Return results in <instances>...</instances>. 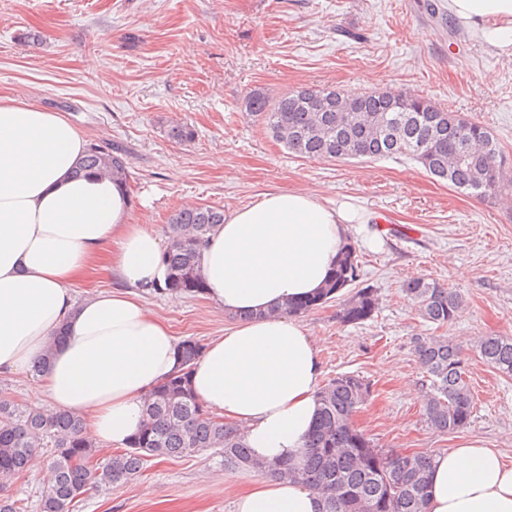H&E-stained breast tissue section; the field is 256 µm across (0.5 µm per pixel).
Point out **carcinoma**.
I'll list each match as a JSON object with an SVG mask.
<instances>
[{"label": "carcinoma", "instance_id": "obj_1", "mask_svg": "<svg viewBox=\"0 0 512 512\" xmlns=\"http://www.w3.org/2000/svg\"><path fill=\"white\" fill-rule=\"evenodd\" d=\"M251 117L289 153L305 158H405L433 177L481 198L512 190V163L481 124L447 112L417 94L348 93L329 98L324 88L290 91L271 100L261 91L246 100ZM79 175L107 176L128 189L127 152L120 146L92 144L77 166ZM224 223V210L183 208L169 221L168 268L159 292L171 296L202 293L198 253L212 229ZM358 277L355 248L347 245L325 288L287 313L300 316L331 301ZM407 299L436 328L450 325L462 304L460 293L422 276L404 283ZM378 309V297L360 288L342 304L338 318L361 324ZM479 357L512 377V337L481 336L473 344ZM180 368L151 391L144 417L123 451L105 459L88 436L84 421L65 410L50 413L0 397V490L26 470L42 448L51 449L47 489L40 512H73L91 488L110 490L140 475L151 460L192 456L215 449L227 468L260 471L274 478L301 480L324 498V512H426L431 457L385 449L355 428L353 415L371 397L364 378L344 374L329 380L316 395L317 417L303 446L301 461L258 462L237 428L209 413L196 399L191 373L203 352L194 339L179 343ZM416 363L426 388L427 425L441 433L470 425L474 398L462 349L446 336H418Z\"/></svg>", "mask_w": 512, "mask_h": 512}]
</instances>
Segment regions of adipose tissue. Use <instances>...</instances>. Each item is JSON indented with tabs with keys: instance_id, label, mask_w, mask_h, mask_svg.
Instances as JSON below:
<instances>
[{
	"instance_id": "ef3b65f1",
	"label": "adipose tissue",
	"mask_w": 512,
	"mask_h": 512,
	"mask_svg": "<svg viewBox=\"0 0 512 512\" xmlns=\"http://www.w3.org/2000/svg\"><path fill=\"white\" fill-rule=\"evenodd\" d=\"M448 11L512 53V0H448ZM85 148L63 116L0 96V373L26 372L53 346L30 393L120 449L142 420L145 395L178 370L179 341L144 302L167 280V246L131 223L116 184L75 176ZM363 221L350 203L275 190L225 213L200 251L204 294L234 323L204 348L192 390L238 425L258 458L297 457L317 413L316 340L282 307L325 287L350 226ZM109 243L118 287L75 300L74 277ZM322 509L304 484L263 476L235 512ZM426 512H512V464L476 441L435 454Z\"/></svg>"
}]
</instances>
